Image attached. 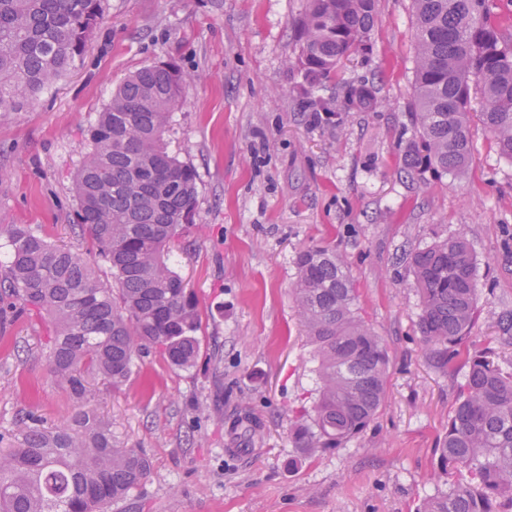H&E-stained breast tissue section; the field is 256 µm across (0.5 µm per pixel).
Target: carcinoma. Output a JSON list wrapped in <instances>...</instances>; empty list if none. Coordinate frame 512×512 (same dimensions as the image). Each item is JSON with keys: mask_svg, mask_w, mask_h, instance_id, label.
<instances>
[{"mask_svg": "<svg viewBox=\"0 0 512 512\" xmlns=\"http://www.w3.org/2000/svg\"><path fill=\"white\" fill-rule=\"evenodd\" d=\"M376 0H308L298 23L297 64L314 87L367 46ZM415 9L417 137L404 168L461 175L472 153V94L480 122L512 161V13L490 0H412ZM101 0H0V114L18 111L81 58L102 17ZM190 83L173 65H149L112 93L91 130V150L74 190L77 226L109 265L112 283L82 254L23 225L0 227L10 247L0 267V315L30 311L50 318L49 370L77 402L98 396L95 381L117 387L135 357L164 350L179 369L199 353L197 302L175 270L173 243L191 223L197 174L167 150L165 134ZM355 84L323 107L371 111L374 86L350 100ZM293 293L313 349L314 415L294 426L302 455L339 448L358 436L384 403L388 358L364 319L354 282L336 253L309 246L296 257ZM421 297L419 329L443 373L468 367L456 406L439 437L436 476L448 489L423 498L416 512H512V373L465 345L477 320V262L466 238L450 237L410 254ZM138 448L112 443V427L82 409L52 430L28 414L0 450V512H109L147 477Z\"/></svg>", "mask_w": 512, "mask_h": 512, "instance_id": "1", "label": "carcinoma"}]
</instances>
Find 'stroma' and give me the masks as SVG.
<instances>
[{
  "mask_svg": "<svg viewBox=\"0 0 512 512\" xmlns=\"http://www.w3.org/2000/svg\"><path fill=\"white\" fill-rule=\"evenodd\" d=\"M307 0H104L81 61L0 117V225L24 224L94 259L75 233L73 179L113 91L149 64L199 74L174 114L169 150L197 172L177 268L202 314L194 367L157 348L90 408L113 442L140 448L146 480L112 512H414L440 489L434 448L468 369L427 359L407 257L464 235L477 260L478 321L467 343L512 372V162L479 121L464 176L402 167L410 120L412 0H376L371 51L311 88L295 65ZM373 83V112H322L344 83ZM336 251L388 357V396L357 438L304 458L295 422L312 410L310 347L293 294L295 256ZM50 323L0 324V433L33 414L51 429L79 411L47 360Z\"/></svg>",
  "mask_w": 512,
  "mask_h": 512,
  "instance_id": "obj_1",
  "label": "stroma"
}]
</instances>
